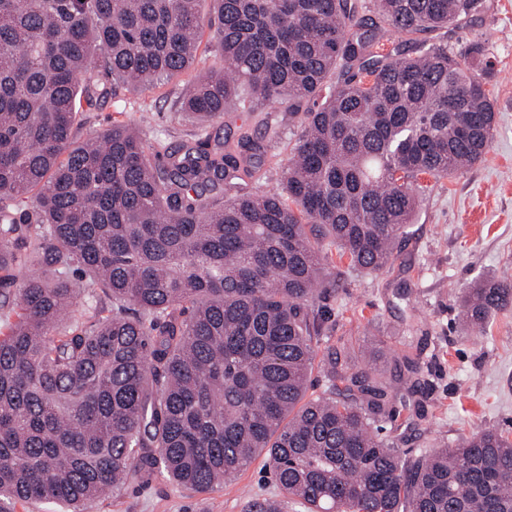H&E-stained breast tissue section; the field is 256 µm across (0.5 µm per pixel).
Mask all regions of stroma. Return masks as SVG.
Listing matches in <instances>:
<instances>
[{"label":"stroma","mask_w":512,"mask_h":512,"mask_svg":"<svg viewBox=\"0 0 512 512\" xmlns=\"http://www.w3.org/2000/svg\"><path fill=\"white\" fill-rule=\"evenodd\" d=\"M477 19L425 34L456 56L482 46L493 61L486 77L496 125L486 156L462 174L435 183L395 245L394 263L378 274L350 267L330 252L327 280L336 290L326 311L320 346L345 338L351 353L367 351L369 368L392 376L395 357L419 361L423 381L408 403L421 404L420 416L400 409L385 435L420 455L455 446L485 428L512 437V309L496 314L482 335L459 317L465 288L512 275V0H485ZM211 34H203L194 64L169 82L142 92H120L78 116L83 138L120 121L136 123L140 110L153 115L148 139L177 145L193 137L198 123L182 120L175 101L182 91L220 69ZM263 112H228L207 123V133L237 139L248 131L265 138ZM272 493L275 486L255 461L234 483L211 492L171 484L163 475L132 483L119 496L87 504L86 512H242L243 490Z\"/></svg>","instance_id":"1"}]
</instances>
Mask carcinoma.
<instances>
[{
	"instance_id": "carcinoma-1",
	"label": "carcinoma",
	"mask_w": 512,
	"mask_h": 512,
	"mask_svg": "<svg viewBox=\"0 0 512 512\" xmlns=\"http://www.w3.org/2000/svg\"><path fill=\"white\" fill-rule=\"evenodd\" d=\"M202 2L0 0V512H85L158 471L208 491L261 455L279 493L245 492L243 512H512V440L483 429L406 457L379 431L417 363L402 356L388 382L339 361L315 311L324 241L386 269L421 179L489 149L482 48L403 47L484 0ZM206 29L222 72L179 111L284 105L302 115L286 157L121 122L77 141L80 98L178 76ZM70 269L110 315L82 319ZM511 307L509 276L461 295L473 328Z\"/></svg>"
}]
</instances>
